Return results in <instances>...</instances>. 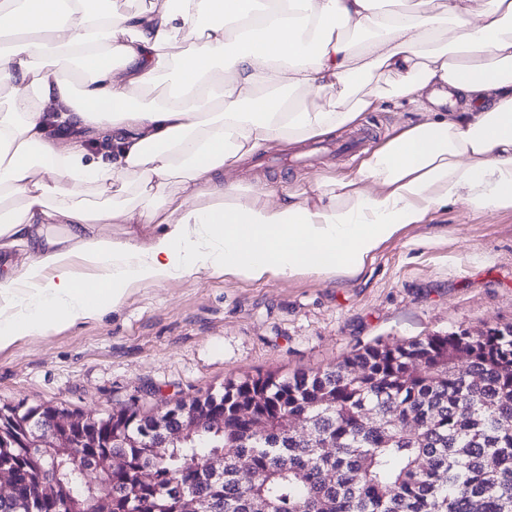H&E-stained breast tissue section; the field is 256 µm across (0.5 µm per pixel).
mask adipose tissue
Here are the masks:
<instances>
[{
	"instance_id": "obj_1",
	"label": "adipose tissue",
	"mask_w": 512,
	"mask_h": 512,
	"mask_svg": "<svg viewBox=\"0 0 512 512\" xmlns=\"http://www.w3.org/2000/svg\"><path fill=\"white\" fill-rule=\"evenodd\" d=\"M0 38V251L25 254L0 276V351L117 309L138 285L194 270L354 279L438 209L512 211V0H150L135 13L0 0ZM157 79L162 99L145 102ZM50 99L63 110L46 112ZM391 99L422 118L354 173L311 188L224 177ZM71 122L111 141V160L49 135ZM137 224L159 232L142 240Z\"/></svg>"
}]
</instances>
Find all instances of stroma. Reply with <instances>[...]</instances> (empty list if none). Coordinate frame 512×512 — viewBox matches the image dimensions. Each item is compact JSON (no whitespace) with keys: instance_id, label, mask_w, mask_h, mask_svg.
<instances>
[{"instance_id":"35a3bbf8","label":"stroma","mask_w":512,"mask_h":512,"mask_svg":"<svg viewBox=\"0 0 512 512\" xmlns=\"http://www.w3.org/2000/svg\"><path fill=\"white\" fill-rule=\"evenodd\" d=\"M419 118L385 102L362 115L373 132L363 147L337 151L350 128L288 156L260 153L224 176L312 185L354 172L366 151ZM487 326H512V211L476 215L457 203L384 244L353 280L201 271L134 287L116 311L1 351L0 407L52 404L95 418L133 403L155 411L228 380L332 366L379 341Z\"/></svg>"}]
</instances>
